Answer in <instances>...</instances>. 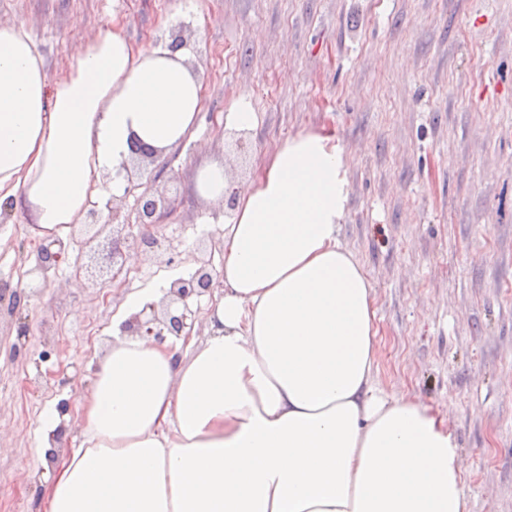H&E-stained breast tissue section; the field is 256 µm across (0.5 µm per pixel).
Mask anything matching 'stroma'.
I'll use <instances>...</instances> for the list:
<instances>
[{
    "label": "stroma",
    "mask_w": 512,
    "mask_h": 512,
    "mask_svg": "<svg viewBox=\"0 0 512 512\" xmlns=\"http://www.w3.org/2000/svg\"><path fill=\"white\" fill-rule=\"evenodd\" d=\"M17 19L51 83L111 25L140 49L180 35L205 105L142 177L171 202L154 233L181 257L143 250L132 286L88 285L69 259L34 279L37 241L0 209V280L24 292L0 317V512H44L40 419L60 412L61 447L82 445L79 400L126 298L199 255L220 267L231 212L198 195L199 170L223 161L239 193L312 130L342 147L338 239L373 285L376 383L444 420L469 512H512V0H0V24ZM240 100L257 115L245 154L226 122Z\"/></svg>",
    "instance_id": "obj_1"
}]
</instances>
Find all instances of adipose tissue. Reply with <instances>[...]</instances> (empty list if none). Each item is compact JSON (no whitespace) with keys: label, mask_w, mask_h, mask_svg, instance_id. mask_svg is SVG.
I'll return each instance as SVG.
<instances>
[{"label":"adipose tissue","mask_w":512,"mask_h":512,"mask_svg":"<svg viewBox=\"0 0 512 512\" xmlns=\"http://www.w3.org/2000/svg\"><path fill=\"white\" fill-rule=\"evenodd\" d=\"M187 55L108 29L52 85L24 21L0 24V205L65 238L133 140L161 155L186 138L205 99ZM348 194L335 137L298 134L224 226L203 336L122 333L170 280L126 300L79 401L86 447L59 448V416L42 418L48 512H467L443 421L375 385L372 286L338 240Z\"/></svg>","instance_id":"ef3b65f1"}]
</instances>
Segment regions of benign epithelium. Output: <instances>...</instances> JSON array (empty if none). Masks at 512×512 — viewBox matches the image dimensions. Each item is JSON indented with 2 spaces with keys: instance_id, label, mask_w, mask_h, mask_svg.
<instances>
[{
  "instance_id": "obj_1",
  "label": "benign epithelium",
  "mask_w": 512,
  "mask_h": 512,
  "mask_svg": "<svg viewBox=\"0 0 512 512\" xmlns=\"http://www.w3.org/2000/svg\"><path fill=\"white\" fill-rule=\"evenodd\" d=\"M126 194L135 197L134 212L136 223L150 227L167 218L170 208L165 200L142 184L129 181ZM109 210L108 219H103V212L92 209L86 215L84 223L85 238L80 245L76 263L80 273L96 284L109 279L115 280L124 267L126 251L145 245L164 246L170 254L168 262L174 261L178 248L173 242H164L150 235H135L129 223H117L119 213L106 203ZM65 255V245L60 239H44L36 248L34 272L48 279V273ZM199 267L188 278L176 279L170 288L163 315L157 316L155 306L148 304L138 313L125 321L121 329L124 332L147 336L162 342L168 336H189L194 331L197 311L193 301L206 294H212L220 287V281L211 272L209 261L198 260Z\"/></svg>"
}]
</instances>
